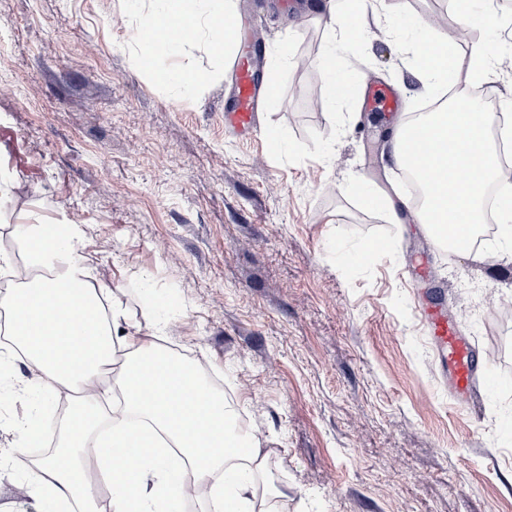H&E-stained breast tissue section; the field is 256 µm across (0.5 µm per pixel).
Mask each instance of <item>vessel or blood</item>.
Returning <instances> with one entry per match:
<instances>
[{
    "label": "vessel or blood",
    "instance_id": "vessel-or-blood-1",
    "mask_svg": "<svg viewBox=\"0 0 512 512\" xmlns=\"http://www.w3.org/2000/svg\"><path fill=\"white\" fill-rule=\"evenodd\" d=\"M236 97L225 112L224 123L238 133L252 131L257 124L259 108L276 96L273 88L259 85L245 65L234 71ZM420 319L437 346L447 352L448 386L460 402H467L477 391L481 377L479 356L471 341L462 335L458 323L449 319L436 306L419 311Z\"/></svg>",
    "mask_w": 512,
    "mask_h": 512
}]
</instances>
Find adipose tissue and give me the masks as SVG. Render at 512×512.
I'll return each instance as SVG.
<instances>
[{
	"mask_svg": "<svg viewBox=\"0 0 512 512\" xmlns=\"http://www.w3.org/2000/svg\"><path fill=\"white\" fill-rule=\"evenodd\" d=\"M234 13V0H163L160 11L142 19L154 35L140 40L138 64L158 83L195 91L200 72L190 65L162 67L159 54L202 40L213 54L226 55L236 37ZM13 233L29 275L0 297L12 341L41 373L46 397L83 395L66 419L61 444L34 476L38 512L84 504L93 476L112 493L96 512H180L189 492L203 512H251L244 491L260 465L256 441L238 429L223 397L194 367L155 343L129 338L124 361L116 362L114 331L126 313L117 303L105 307V289L94 284L79 253L77 225L59 224L49 234L43 222L30 219L15 224ZM112 364L119 367L126 411L144 423L134 430L116 425L101 436L90 402ZM149 472L158 480L147 497L142 482Z\"/></svg>",
	"mask_w": 512,
	"mask_h": 512,
	"instance_id": "ef3b65f1",
	"label": "adipose tissue"
}]
</instances>
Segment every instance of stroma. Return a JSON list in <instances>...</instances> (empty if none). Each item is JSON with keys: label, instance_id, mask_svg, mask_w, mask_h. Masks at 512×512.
Masks as SVG:
<instances>
[{"label": "stroma", "instance_id": "1", "mask_svg": "<svg viewBox=\"0 0 512 512\" xmlns=\"http://www.w3.org/2000/svg\"><path fill=\"white\" fill-rule=\"evenodd\" d=\"M324 3L295 0L287 15L277 0H235L229 56L198 42L167 59L205 74L187 97L136 62L131 31L148 0H0L10 87L0 130L17 154L0 159L14 185L0 204V252L21 254L18 215L79 225V251L128 326L146 337L163 322L160 348L194 364L256 436L261 466L246 495L261 512H512V254L432 248L423 225L353 189L362 179L387 201L404 196L390 133L437 92L420 78L416 37L456 45L446 88L488 85L501 105L512 59L478 83L472 49L487 34L453 0H369L360 39L336 57L353 94L333 102ZM405 17L416 32L399 27ZM257 60L279 101L237 134L224 124L233 65ZM379 85L398 92V111L365 106ZM372 242L379 252L351 262ZM417 258L428 276L412 284L405 269ZM433 300L482 358L466 407L442 385L418 318ZM8 370L0 512H35L31 480L79 396L41 409L39 372L17 355ZM40 415L49 430L26 450L18 425Z\"/></svg>", "mask_w": 512, "mask_h": 512}]
</instances>
